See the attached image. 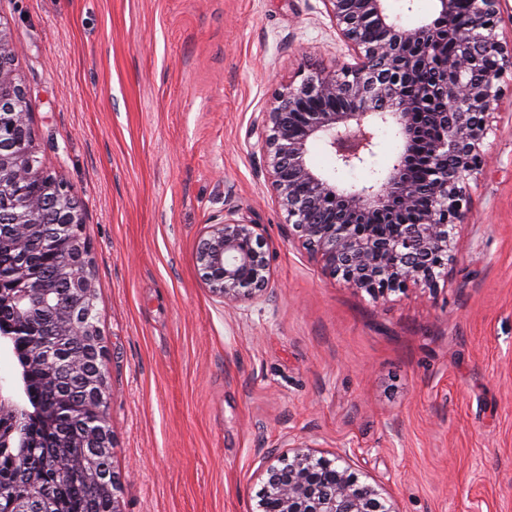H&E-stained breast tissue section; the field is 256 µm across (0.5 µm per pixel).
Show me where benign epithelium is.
<instances>
[{
	"mask_svg": "<svg viewBox=\"0 0 512 512\" xmlns=\"http://www.w3.org/2000/svg\"><path fill=\"white\" fill-rule=\"evenodd\" d=\"M323 2L355 63L304 79L263 113L257 147L266 160L267 182L286 222L330 276L375 301L411 285L433 288L446 276L448 260L461 249L456 230L466 221L468 178L483 166L487 116L498 105L504 73L512 70V42L501 41L497 32L501 0H469L470 21L459 32V48L452 55L436 26L456 13L459 0H436L438 19L411 28L389 15L385 0ZM15 52L0 29V207L10 209L6 219L0 213V222L16 225L9 245L22 254L31 235L51 238L85 223V216L67 182L48 178L18 145L5 140L12 130L32 136L31 108L14 106L16 100L28 101L11 68ZM426 55L444 60L440 79L437 87L411 97L407 86ZM435 94L447 111L436 113L440 135L431 143L429 157L438 168L423 204L406 169L409 144L419 134L412 121L419 97ZM310 100L339 106L309 110L305 102ZM379 124L395 130L399 151L390 167L361 187L343 188L311 165L310 148L321 141L338 166L370 167ZM407 213L415 215L414 223L401 225L399 233L386 230ZM259 229L229 210L221 221L209 224L199 240L201 280L226 308L268 290L272 269ZM57 276L71 291L72 306L62 313L50 308L44 279L24 265L13 270L8 287L15 301L14 320L0 331V349L10 351L15 337L36 321L44 340L30 362L62 364L83 376L86 400L97 408V416L78 444V458L64 452L54 465L57 473L66 475L79 463L97 488L112 494L113 512H123L115 496L120 481L112 468V427L104 408L105 350L95 322L82 308L96 293L97 283L89 246L80 236H68L67 258ZM62 335L79 341L80 358L72 359L51 342ZM20 413H28L25 399L14 393L12 381L0 377V424L14 423ZM0 446L17 448L25 456L30 448L14 427L0 437ZM291 447L296 449L293 455L274 457L266 466L256 512H399L382 487L350 472L348 450L330 460L303 450V443ZM17 478L29 482V493L14 501V512H51L54 484H40L27 472Z\"/></svg>",
	"mask_w": 512,
	"mask_h": 512,
	"instance_id": "7a95c632",
	"label": "benign epithelium"
}]
</instances>
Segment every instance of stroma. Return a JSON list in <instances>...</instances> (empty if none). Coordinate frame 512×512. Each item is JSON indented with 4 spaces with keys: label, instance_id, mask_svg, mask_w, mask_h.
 <instances>
[{
    "label": "stroma",
    "instance_id": "obj_1",
    "mask_svg": "<svg viewBox=\"0 0 512 512\" xmlns=\"http://www.w3.org/2000/svg\"><path fill=\"white\" fill-rule=\"evenodd\" d=\"M0 27L85 209L125 512H254L291 439L398 512H512V74L447 279L375 301L290 235L256 146L304 64L352 60L323 0H0ZM230 208L273 266L234 309L195 259Z\"/></svg>",
    "mask_w": 512,
    "mask_h": 512
}]
</instances>
